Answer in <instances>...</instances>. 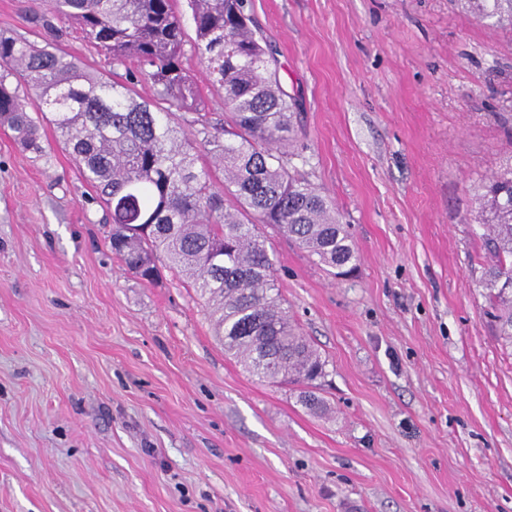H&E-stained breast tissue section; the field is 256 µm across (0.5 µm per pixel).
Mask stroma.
Returning <instances> with one entry per match:
<instances>
[{"label":"stroma","mask_w":512,"mask_h":512,"mask_svg":"<svg viewBox=\"0 0 512 512\" xmlns=\"http://www.w3.org/2000/svg\"><path fill=\"white\" fill-rule=\"evenodd\" d=\"M44 0H0L39 41ZM296 99L288 168L349 224L336 278L269 234L326 359L261 383L169 272L140 280L52 126L0 129V512H512V348L481 285L479 185L512 159V32L456 0H251ZM90 72L125 75L64 28Z\"/></svg>","instance_id":"obj_1"}]
</instances>
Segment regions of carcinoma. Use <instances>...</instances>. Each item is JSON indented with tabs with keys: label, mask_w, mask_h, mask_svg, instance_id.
<instances>
[{
	"label": "carcinoma",
	"mask_w": 512,
	"mask_h": 512,
	"mask_svg": "<svg viewBox=\"0 0 512 512\" xmlns=\"http://www.w3.org/2000/svg\"><path fill=\"white\" fill-rule=\"evenodd\" d=\"M469 11L512 28V0H468ZM33 19L75 26L112 65L136 62L127 83L87 74L61 50L0 34V128L23 149L43 152L39 121L53 126L80 176L112 220V253L143 280L165 265L204 300L224 354L260 381L310 384L326 360L303 336L281 299L269 256V227L293 239L337 277L360 256L348 225L311 183L286 167V137L296 99L252 30L248 0H188L194 50L209 80L224 91V125L212 123L201 91L183 67L186 41L178 0H48ZM35 92L27 103L10 79ZM151 84L137 99L132 85ZM33 107L40 118L27 112ZM192 114L195 138L175 122ZM210 166L197 167L198 147ZM222 172L216 186L212 169ZM233 204L224 206V196ZM479 227L494 260L483 274L496 336L512 345V161L477 191ZM318 413L325 402L303 391Z\"/></svg>",
	"instance_id": "obj_1"
}]
</instances>
